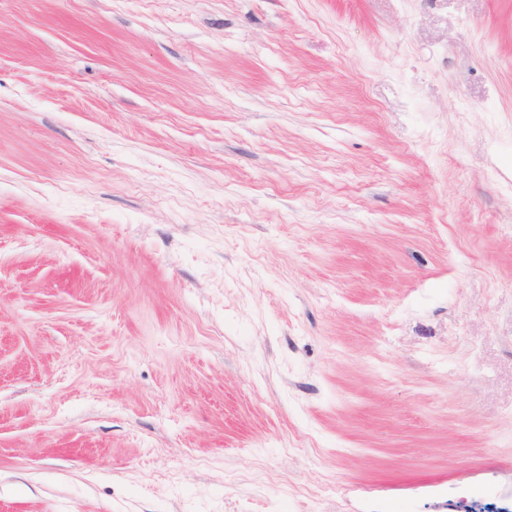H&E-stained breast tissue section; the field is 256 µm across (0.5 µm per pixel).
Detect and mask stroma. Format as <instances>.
<instances>
[{
    "label": "stroma",
    "mask_w": 512,
    "mask_h": 512,
    "mask_svg": "<svg viewBox=\"0 0 512 512\" xmlns=\"http://www.w3.org/2000/svg\"><path fill=\"white\" fill-rule=\"evenodd\" d=\"M512 508V0H0V512Z\"/></svg>",
    "instance_id": "obj_1"
}]
</instances>
